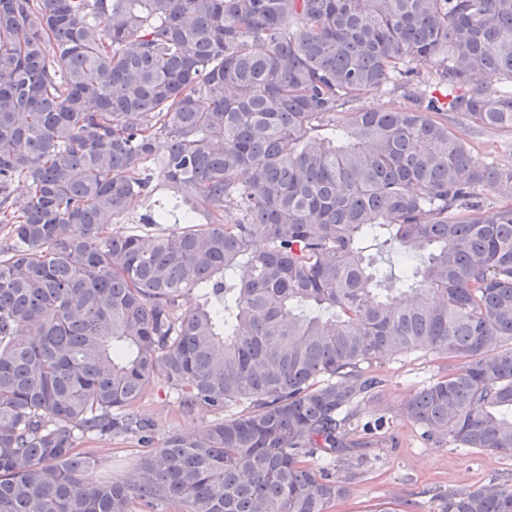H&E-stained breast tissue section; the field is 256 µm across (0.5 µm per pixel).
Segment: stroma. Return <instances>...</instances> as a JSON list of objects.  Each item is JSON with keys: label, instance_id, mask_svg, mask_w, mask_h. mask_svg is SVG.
Returning a JSON list of instances; mask_svg holds the SVG:
<instances>
[{"label": "stroma", "instance_id": "stroma-1", "mask_svg": "<svg viewBox=\"0 0 512 512\" xmlns=\"http://www.w3.org/2000/svg\"><path fill=\"white\" fill-rule=\"evenodd\" d=\"M471 158L475 165L512 163V135L502 132L475 134L470 140ZM154 191L134 211L119 216L111 226L122 235L142 229V217L156 204L166 201L173 188L162 172L153 175ZM444 370V362L436 354L417 352L375 367L384 380L374 397L360 404L363 419L379 416L387 420L377 435V445L363 474L351 486L347 499L335 505L332 512H372L379 500L404 496L426 502L436 493L479 486L497 474L512 470V456L436 444L426 441L418 427L407 422L401 409L413 392L429 383ZM137 412L150 418L154 425L155 443H162L174 432L197 433L215 418L213 411L200 408L184 415L176 396L166 386H157L136 406ZM83 453L95 456L100 466L87 474L88 481H98L102 474L127 477L146 448L137 438L87 441Z\"/></svg>", "mask_w": 512, "mask_h": 512}]
</instances>
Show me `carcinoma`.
<instances>
[{
  "label": "carcinoma",
  "instance_id": "carcinoma-1",
  "mask_svg": "<svg viewBox=\"0 0 512 512\" xmlns=\"http://www.w3.org/2000/svg\"><path fill=\"white\" fill-rule=\"evenodd\" d=\"M472 129L512 133V0H0V512H330L415 351L402 416L512 455V164ZM160 382L220 418L87 482ZM428 512H512V471ZM406 100L401 96V91L394 93L388 91H373L362 96V98L353 103L352 106H346L342 112H352L353 108H359L363 111L383 110L393 107H399L406 104ZM471 158L476 166L491 162L512 163V135L502 132H476L470 138ZM154 191L151 197H148L141 201L134 211L119 216L111 226V230L114 234L122 235L128 234L135 230H144V224H142L143 215L149 214L158 202L166 201L171 195H173L174 189L168 182L166 177L158 169L154 171L153 175Z\"/></svg>",
  "mask_w": 512,
  "mask_h": 512
}]
</instances>
